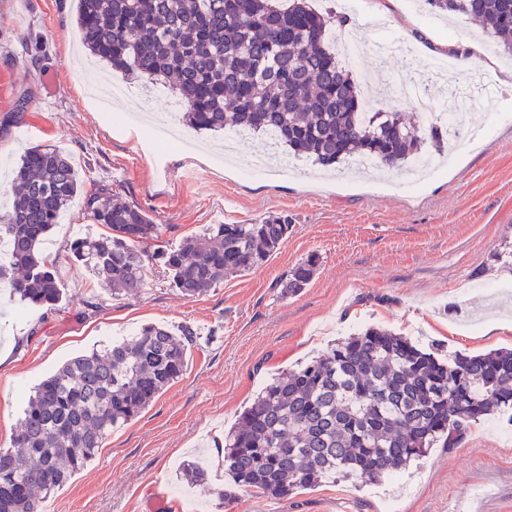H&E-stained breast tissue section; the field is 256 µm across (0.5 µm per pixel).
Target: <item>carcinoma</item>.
Wrapping results in <instances>:
<instances>
[{
    "mask_svg": "<svg viewBox=\"0 0 512 512\" xmlns=\"http://www.w3.org/2000/svg\"><path fill=\"white\" fill-rule=\"evenodd\" d=\"M77 26L90 53L144 81L166 79L197 131L275 133L277 145L322 165L362 157L397 166L420 152L421 127L397 112H367L330 32L343 14L307 0H77ZM439 14L482 24L512 53V0H426ZM108 232L69 245L73 260L114 293L136 296L153 262L187 297L228 275L263 265L288 238L286 218L219 224L150 254L151 215L102 184L83 194L60 151L32 147L17 167L14 198L0 216L11 290L55 310L66 297L38 253L61 211L77 197ZM311 255L285 292L313 277ZM196 333L147 324L136 336L66 361L29 396L12 445L0 448V512H42L43 499L96 456L112 428L140 415L188 366ZM512 409V350L445 360L380 327H368L273 380L246 408L224 448L234 485L286 497L325 478L380 480L427 449L452 448L470 427Z\"/></svg>",
    "mask_w": 512,
    "mask_h": 512,
    "instance_id": "obj_1",
    "label": "carcinoma"
}]
</instances>
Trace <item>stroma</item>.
Returning <instances> with one entry per match:
<instances>
[{"label":"stroma","instance_id":"35a3bbf8","mask_svg":"<svg viewBox=\"0 0 512 512\" xmlns=\"http://www.w3.org/2000/svg\"><path fill=\"white\" fill-rule=\"evenodd\" d=\"M76 0H0V206L8 207L21 156L40 145L66 154L81 178L109 185L147 211L159 245L179 244L212 224L287 218L280 248L253 272L229 277L189 298L151 265L139 295L112 296L95 273L73 262L70 242L103 232L76 199L40 246L66 291L58 311L19 303L0 284V448L21 418V396L70 358L132 336L146 324L188 325L197 336L183 376L144 412L114 429L95 460L45 502L48 512H148L155 477L173 512H214L224 472L225 433L261 388L335 341L369 326L439 347L445 357L512 348V56L489 51L478 26L402 0L378 24L349 11L346 32L363 46L362 71L374 75L371 109L412 112L400 81L430 62L450 63L477 136L443 151L444 164L418 177L415 160L344 177L306 157L242 178L244 158L264 153L247 137L243 160L225 159L224 134L185 135L187 154L145 139L135 122L107 118L93 104L75 23ZM403 38L409 61L384 70L376 45ZM120 112L147 110L181 126L162 82L122 77ZM30 87L36 110H13V92ZM317 256L312 280L295 294L292 268ZM202 460L214 477L186 485L184 462ZM224 512H512V417L470 428L458 447L434 445L420 464L375 484L339 479L281 498L239 492Z\"/></svg>","mask_w":512,"mask_h":512}]
</instances>
